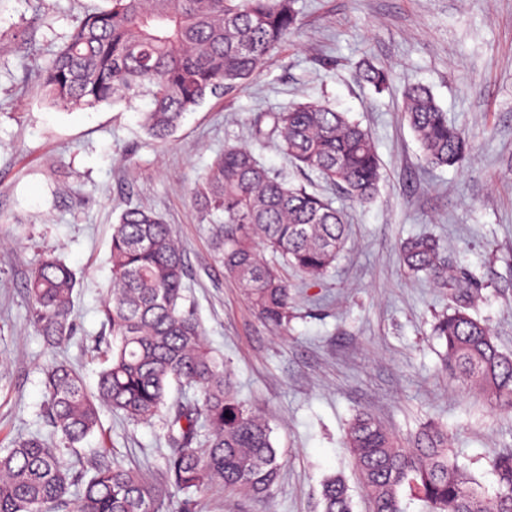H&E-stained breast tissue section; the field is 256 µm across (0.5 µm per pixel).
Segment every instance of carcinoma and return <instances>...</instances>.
I'll return each instance as SVG.
<instances>
[{
    "instance_id": "carcinoma-1",
    "label": "carcinoma",
    "mask_w": 512,
    "mask_h": 512,
    "mask_svg": "<svg viewBox=\"0 0 512 512\" xmlns=\"http://www.w3.org/2000/svg\"><path fill=\"white\" fill-rule=\"evenodd\" d=\"M82 19L40 77L51 102L68 109L132 101L150 108L142 125L165 145L186 113L234 85L250 81L262 63L298 29L296 0H106ZM359 79L376 93L389 90L390 72L370 63ZM403 112L433 167H464L469 135L448 123L428 87L403 91ZM275 147L298 168L318 174L355 205L378 191L381 162L373 138L345 113L317 103H294L272 115ZM216 225L215 250L256 312L285 326L293 295L281 260L310 282L333 265L347 239L343 211L328 199L288 185L244 146L217 154L193 190ZM412 275L445 288L453 279L439 243L420 234L401 242ZM111 289L101 313L112 336L107 365L88 389L79 371L58 363L46 373L47 418L59 440L39 435L0 451V512H197L198 496L237 492L266 496L281 462L269 421L236 395L231 374L205 341L194 309L182 305L185 258L171 225L142 207L124 209L112 226ZM76 274L43 257L26 280L29 316L49 346L70 342ZM445 368L494 406L512 410V355L490 328L460 306L436 325ZM184 390L168 399L172 386ZM108 408L136 423L161 418L167 453L158 481L135 468L98 459L87 466L79 445ZM345 447L371 512H407L403 491L425 512H512V449L488 457L500 487L486 496L455 461L448 428L424 424L401 441L367 412L350 421ZM322 512H353L346 482L327 478Z\"/></svg>"
}]
</instances>
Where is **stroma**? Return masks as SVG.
<instances>
[{
  "label": "stroma",
  "instance_id": "35a3bbf8",
  "mask_svg": "<svg viewBox=\"0 0 512 512\" xmlns=\"http://www.w3.org/2000/svg\"><path fill=\"white\" fill-rule=\"evenodd\" d=\"M104 0H0V449L49 435L44 368L67 360L88 387L103 368L99 309L111 282L112 226L141 206L171 224L184 251L186 305L232 373L238 395L270 418L283 468L267 499L210 493L200 512H322L323 481L342 477L353 512H369L344 446L347 424L370 412L399 435L435 421L454 433L457 462L487 495L498 485L483 456L512 448V412L497 409L442 367L436 320L456 301L409 276L399 244L439 239L468 290L467 311L512 353V0H297L299 28L248 84L225 89L186 115L167 146L146 134L149 100L64 110L37 77L85 14ZM392 71L378 94L357 79L360 64ZM428 86L452 124L473 135L460 169L432 168L400 103L411 84ZM319 102L367 128L383 164L373 201L350 204L312 172L297 171L258 132L291 103ZM252 147L273 173L332 200L350 235L317 282L289 276L295 297L287 327L266 324L239 283L225 275L212 243L220 215L194 205L190 190L218 152ZM78 278L75 339L47 348L29 324L25 280L44 254ZM162 422L135 425L110 411L85 452L156 481L165 454Z\"/></svg>",
  "mask_w": 512,
  "mask_h": 512
}]
</instances>
